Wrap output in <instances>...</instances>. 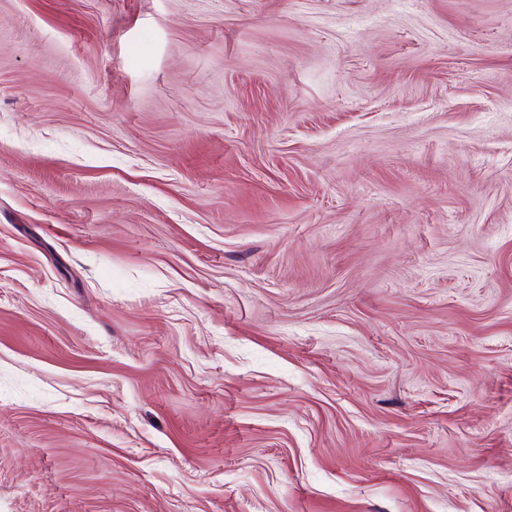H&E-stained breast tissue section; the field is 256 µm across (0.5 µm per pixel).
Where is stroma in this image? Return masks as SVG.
<instances>
[{
  "label": "stroma",
  "instance_id": "35a3bbf8",
  "mask_svg": "<svg viewBox=\"0 0 512 512\" xmlns=\"http://www.w3.org/2000/svg\"><path fill=\"white\" fill-rule=\"evenodd\" d=\"M0 512H512V0H0Z\"/></svg>",
  "mask_w": 512,
  "mask_h": 512
}]
</instances>
